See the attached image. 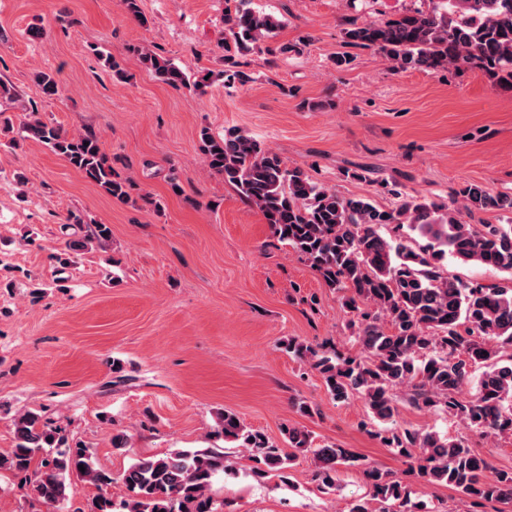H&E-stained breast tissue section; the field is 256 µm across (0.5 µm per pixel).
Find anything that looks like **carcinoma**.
Masks as SVG:
<instances>
[{
	"instance_id": "obj_1",
	"label": "carcinoma",
	"mask_w": 512,
	"mask_h": 512,
	"mask_svg": "<svg viewBox=\"0 0 512 512\" xmlns=\"http://www.w3.org/2000/svg\"><path fill=\"white\" fill-rule=\"evenodd\" d=\"M431 3L394 19L354 22L345 32L346 44L375 49L400 70L470 64L512 85V0ZM225 24L221 75L226 85L243 84L247 77L237 70L232 51L261 49L281 20L245 9L227 16ZM138 54L170 86L203 94L211 84L209 72L192 77L150 50ZM38 83L45 97L59 95L53 75L40 74ZM202 136L210 169L263 214L279 241L300 253L326 286L351 292L345 305L357 315L349 328L359 354L340 356L323 344L293 340L285 350L318 372L334 401L362 399L370 419L385 424L373 435L405 458L407 468L398 475L368 466L334 444L315 447L310 434L296 427L282 430L281 447L228 410L220 413L215 434L249 453L252 474L259 479L274 473L286 482L295 461L309 454L327 491L336 488L339 467L363 468L370 492L351 503L348 512H435L423 501H412L405 476L448 485L474 505L512 503V469L492 468L469 445L471 433L512 439V224L462 220L464 213L511 211L512 199L466 184L456 192L453 208L412 196L395 210H383L317 185L239 130ZM25 140L47 145L107 195L129 197L131 184L115 172L95 132L69 134L33 110L8 146ZM69 222L84 229L87 240L107 245V225L87 224L75 214ZM391 224L405 225L431 244L417 249L410 240L383 237L379 228ZM446 255L509 278L502 285L483 286L450 277L440 266ZM476 365L485 370L468 397L464 388ZM399 391L418 409L456 419L462 431L447 437L399 425ZM12 426L15 447L0 454V472L19 478V489L34 505L58 512L77 479L99 491L93 512H234L231 503L217 505L210 496L214 478L232 471L222 448L177 449L135 459L120 475L129 495L117 504L108 493L115 477L90 448L70 446L62 428L37 411L15 415Z\"/></svg>"
}]
</instances>
